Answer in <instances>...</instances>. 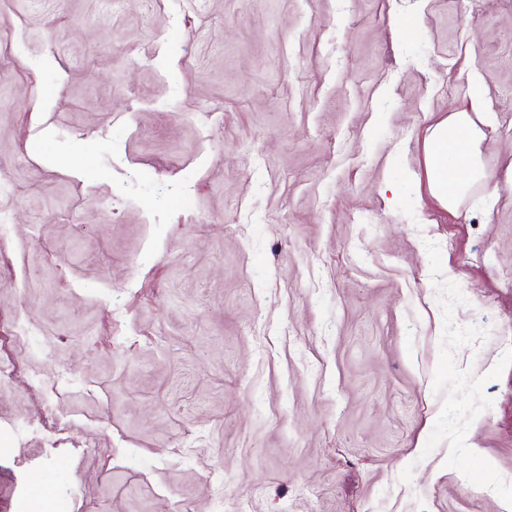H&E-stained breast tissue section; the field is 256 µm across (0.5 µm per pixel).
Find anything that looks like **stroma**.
<instances>
[{
	"label": "stroma",
	"instance_id": "1",
	"mask_svg": "<svg viewBox=\"0 0 512 512\" xmlns=\"http://www.w3.org/2000/svg\"><path fill=\"white\" fill-rule=\"evenodd\" d=\"M1 174L0 512H504L512 0H0ZM481 130L468 111L453 112L426 138L428 187L443 206L455 208L474 182L486 180L479 161Z\"/></svg>",
	"mask_w": 512,
	"mask_h": 512
}]
</instances>
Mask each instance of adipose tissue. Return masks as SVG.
<instances>
[{"label": "adipose tissue", "mask_w": 512, "mask_h": 512, "mask_svg": "<svg viewBox=\"0 0 512 512\" xmlns=\"http://www.w3.org/2000/svg\"><path fill=\"white\" fill-rule=\"evenodd\" d=\"M482 103V93H473L470 110L452 113L426 138L429 191L451 209L472 183L485 177L479 161L481 131L473 118Z\"/></svg>", "instance_id": "obj_1"}]
</instances>
